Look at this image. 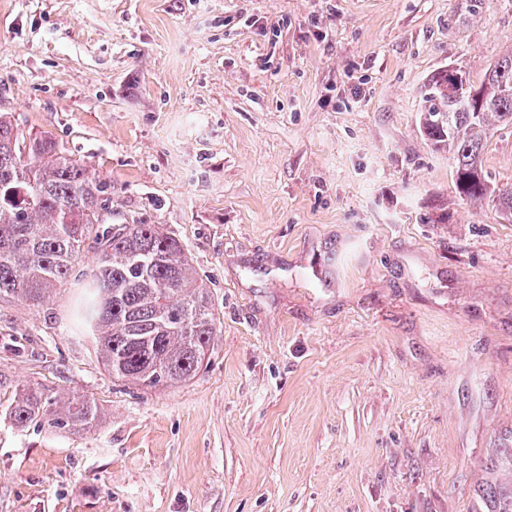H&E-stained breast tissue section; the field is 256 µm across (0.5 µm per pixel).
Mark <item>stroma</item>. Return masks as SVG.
<instances>
[{
    "mask_svg": "<svg viewBox=\"0 0 512 512\" xmlns=\"http://www.w3.org/2000/svg\"><path fill=\"white\" fill-rule=\"evenodd\" d=\"M512 0H0V111L163 225L219 320L183 385L112 379L74 317L0 301V512H512V222L456 196L421 87L479 80ZM483 169L512 184V132ZM4 414L18 428L34 424L78 430L92 427L100 417V409L90 395L63 398L42 385H33L18 389Z\"/></svg>",
    "mask_w": 512,
    "mask_h": 512,
    "instance_id": "1",
    "label": "stroma"
}]
</instances>
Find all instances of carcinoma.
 <instances>
[{
	"instance_id": "1",
	"label": "carcinoma",
	"mask_w": 512,
	"mask_h": 512,
	"mask_svg": "<svg viewBox=\"0 0 512 512\" xmlns=\"http://www.w3.org/2000/svg\"><path fill=\"white\" fill-rule=\"evenodd\" d=\"M419 127L436 152L454 161L462 199L494 198L512 221V184L483 174L489 134L512 129V51L475 83L454 67L432 75L422 92ZM105 187L48 135H24L0 112V300L41 305L73 274L86 242L97 245L83 273L79 316L96 358L113 378L148 390L192 380L218 335L212 295L181 243L160 224H103ZM5 416L18 428L92 427L100 417L87 395L16 391Z\"/></svg>"
}]
</instances>
